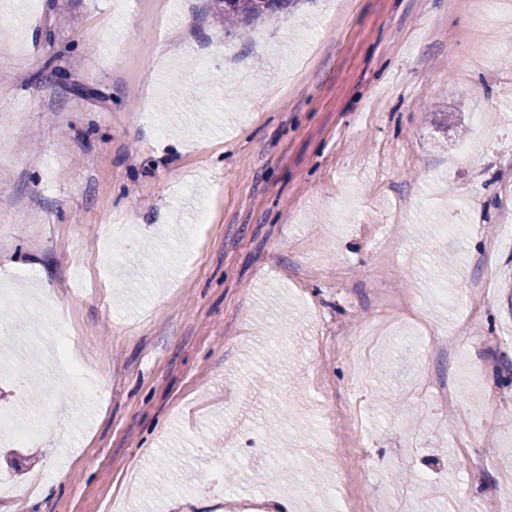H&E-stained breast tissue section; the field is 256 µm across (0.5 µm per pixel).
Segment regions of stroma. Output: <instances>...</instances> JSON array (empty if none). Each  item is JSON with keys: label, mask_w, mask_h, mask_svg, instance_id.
<instances>
[{"label": "stroma", "mask_w": 512, "mask_h": 512, "mask_svg": "<svg viewBox=\"0 0 512 512\" xmlns=\"http://www.w3.org/2000/svg\"><path fill=\"white\" fill-rule=\"evenodd\" d=\"M510 226L512 0H0V512H498ZM300 0H210L211 9L224 30H235L242 25L255 24L267 18L288 13Z\"/></svg>", "instance_id": "1"}]
</instances>
